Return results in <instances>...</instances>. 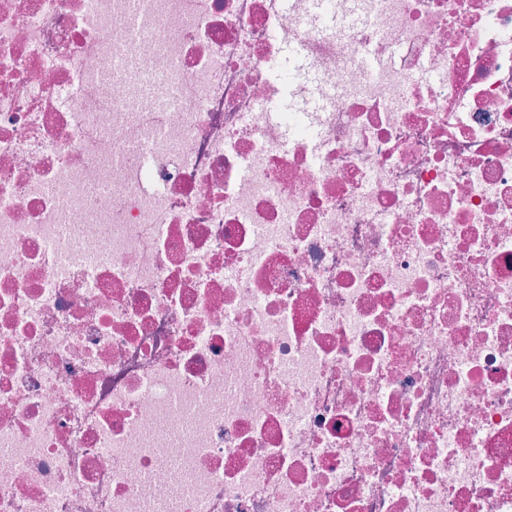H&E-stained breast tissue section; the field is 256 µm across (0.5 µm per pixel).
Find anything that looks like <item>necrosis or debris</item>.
I'll use <instances>...</instances> for the list:
<instances>
[{
	"label": "necrosis or debris",
	"mask_w": 512,
	"mask_h": 512,
	"mask_svg": "<svg viewBox=\"0 0 512 512\" xmlns=\"http://www.w3.org/2000/svg\"><path fill=\"white\" fill-rule=\"evenodd\" d=\"M0 512H512V0H0Z\"/></svg>",
	"instance_id": "necrosis-or-debris-1"
}]
</instances>
